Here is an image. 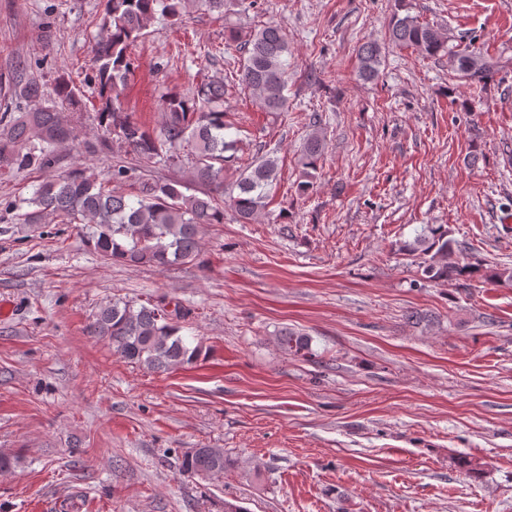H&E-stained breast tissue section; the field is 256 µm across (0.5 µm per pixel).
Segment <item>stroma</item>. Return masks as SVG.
Returning a JSON list of instances; mask_svg holds the SVG:
<instances>
[{
  "label": "stroma",
  "mask_w": 512,
  "mask_h": 512,
  "mask_svg": "<svg viewBox=\"0 0 512 512\" xmlns=\"http://www.w3.org/2000/svg\"><path fill=\"white\" fill-rule=\"evenodd\" d=\"M102 12L103 0H0V74L24 60L49 94L70 72L85 106L55 169L108 178L121 149L97 122ZM405 14L493 59V77L472 85L446 55L392 46ZM229 17L286 34L287 111L239 85ZM368 41L383 52L374 82L358 73ZM130 54L133 121L158 132L164 94L226 77L238 164L272 154L277 185L256 221L225 211L195 262L162 270L105 260L79 225L22 223L13 205L46 173L0 169V452L18 457L0 472V512H512V288L422 283L395 250L443 224L512 267V0H232L225 17L154 22ZM316 115L325 153L301 195ZM115 298L179 310L200 358L156 373L88 335ZM285 329L310 336L314 357L285 355ZM200 447L232 467L181 476Z\"/></svg>",
  "instance_id": "obj_1"
}]
</instances>
